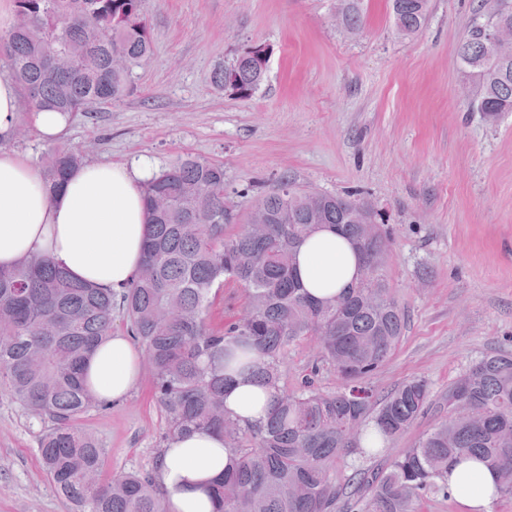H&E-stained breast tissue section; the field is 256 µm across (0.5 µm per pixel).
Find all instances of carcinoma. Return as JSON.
Wrapping results in <instances>:
<instances>
[{
    "label": "carcinoma",
    "mask_w": 512,
    "mask_h": 512,
    "mask_svg": "<svg viewBox=\"0 0 512 512\" xmlns=\"http://www.w3.org/2000/svg\"><path fill=\"white\" fill-rule=\"evenodd\" d=\"M145 0H14L23 28L0 35V74L18 84L35 109L63 115L116 101L130 90L133 68L152 53ZM484 22L473 25L458 49L475 81L473 112L495 122L512 112V59L482 47L486 33L512 25V0H481ZM396 29L417 34L428 0H392ZM341 17L362 25L359 0H343ZM119 53L123 68L112 63ZM62 57L66 68L47 65ZM237 86L252 95L265 70L238 54ZM82 163L75 148L49 153L42 172L60 187ZM148 233L134 281L120 291L72 278L48 258H26L0 269V388L48 419L40 442L42 467L73 512H167L153 473L124 471L102 477L103 449L76 427L77 418L101 406L81 368L112 332L120 314L146 353L153 396L165 413L167 444L195 431L213 430L232 454L231 470L214 487L216 512H336L344 485L336 464L376 455L429 407V386L411 380L376 401L372 378L401 341L404 318L382 272L390 241L375 226L359 224L366 206L320 193L312 198L288 180L257 197L234 232L237 213L224 195V166L188 157L152 175L142 186ZM256 216L273 232L251 234ZM332 225L373 271L342 296L320 301L296 274L300 243L318 226ZM243 287L244 312L220 329L207 321L224 288ZM315 336L319 355L301 385H280L288 348ZM327 366L343 385L315 386ZM244 372L274 390L266 417L243 424L224 406L229 370ZM448 416L412 448L358 481L351 512H411L428 493L445 492L448 465L475 459L497 473L494 496L512 498V352L486 355L448 385Z\"/></svg>",
    "instance_id": "obj_1"
}]
</instances>
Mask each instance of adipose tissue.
<instances>
[{
    "label": "adipose tissue",
    "mask_w": 512,
    "mask_h": 512,
    "mask_svg": "<svg viewBox=\"0 0 512 512\" xmlns=\"http://www.w3.org/2000/svg\"><path fill=\"white\" fill-rule=\"evenodd\" d=\"M24 108L20 87L1 78L0 267L46 256L95 287H126L143 260L146 165L87 162L69 174L63 187L48 192L42 171L4 145ZM297 273L309 294L322 300L351 286L359 275L358 258L334 227L324 225L299 246ZM85 378L99 401L124 398L141 378L139 349L125 333L113 332L90 353ZM272 399V390L243 374L224 392L226 407L244 423L264 418ZM230 465L231 453L214 432L174 440L162 450L154 471L167 493L169 512H214L213 486ZM495 482V472L476 460L448 469V493L463 512H490Z\"/></svg>",
    "instance_id": "obj_1"
}]
</instances>
